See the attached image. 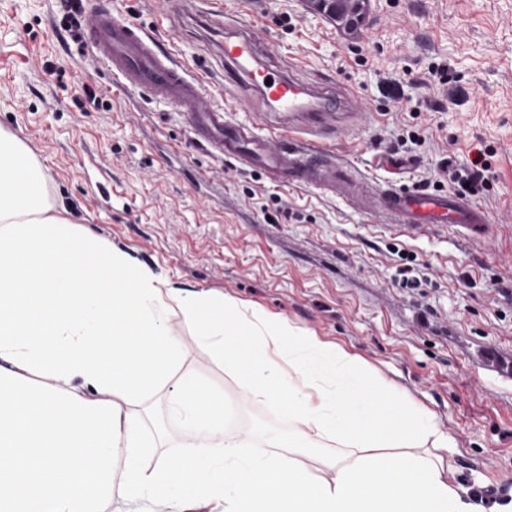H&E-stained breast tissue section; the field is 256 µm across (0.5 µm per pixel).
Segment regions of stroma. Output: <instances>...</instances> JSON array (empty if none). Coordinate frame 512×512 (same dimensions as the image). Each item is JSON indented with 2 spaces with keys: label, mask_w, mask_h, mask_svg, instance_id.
Segmentation results:
<instances>
[{
  "label": "stroma",
  "mask_w": 512,
  "mask_h": 512,
  "mask_svg": "<svg viewBox=\"0 0 512 512\" xmlns=\"http://www.w3.org/2000/svg\"><path fill=\"white\" fill-rule=\"evenodd\" d=\"M121 0L129 20L198 76L228 120L272 134L275 115L227 73L219 44L247 30L263 63L332 83L352 118L327 155L347 188L281 184L214 155L175 107L122 88L61 38L59 0H0V129L42 167L53 211L89 227L170 287L211 290L359 357L453 442V482L512 496V0H371L350 35L303 0ZM102 98L77 104L80 82ZM401 99L384 96L388 82ZM489 149L471 198L484 235L387 223L365 199L385 186L456 193L442 170ZM182 372L224 392L230 432L287 431L243 398L235 371L176 326Z\"/></svg>",
  "instance_id": "1"
}]
</instances>
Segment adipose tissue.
Returning a JSON list of instances; mask_svg holds the SVG:
<instances>
[{
  "label": "adipose tissue",
  "mask_w": 512,
  "mask_h": 512,
  "mask_svg": "<svg viewBox=\"0 0 512 512\" xmlns=\"http://www.w3.org/2000/svg\"><path fill=\"white\" fill-rule=\"evenodd\" d=\"M44 174L0 131V512H485L448 478L451 438L357 356L237 299L164 285L52 214ZM229 362L287 434L232 435L224 393L177 375L173 323ZM173 384L178 453L150 465L137 404ZM319 450L316 467L302 456Z\"/></svg>",
  "instance_id": "ef3b65f1"
}]
</instances>
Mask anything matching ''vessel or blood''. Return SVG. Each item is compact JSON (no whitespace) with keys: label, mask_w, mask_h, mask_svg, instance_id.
<instances>
[{"label":"vessel or blood","mask_w":512,"mask_h":512,"mask_svg":"<svg viewBox=\"0 0 512 512\" xmlns=\"http://www.w3.org/2000/svg\"><path fill=\"white\" fill-rule=\"evenodd\" d=\"M83 36L95 58L123 88L181 109L190 130L216 154L259 165L269 175L302 185L335 177V170L316 160L315 144H292L271 152L264 135L226 122L223 109L215 105L202 82L189 76L118 7L106 8L101 0H91ZM224 64L252 86L267 106L289 118L303 119L308 133L325 135L331 125L350 118L349 113L336 111L330 84L306 85L295 80L288 68L261 63L256 42L247 32L225 36ZM381 206L396 224H454L475 235L488 224L483 209L451 193L391 188L383 192Z\"/></svg>","instance_id":"vessel-or-blood-1"}]
</instances>
